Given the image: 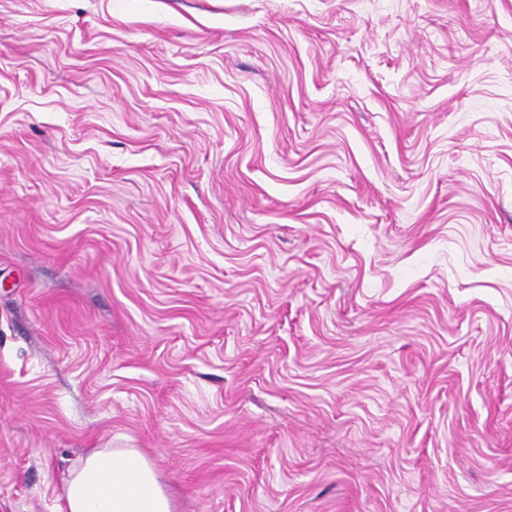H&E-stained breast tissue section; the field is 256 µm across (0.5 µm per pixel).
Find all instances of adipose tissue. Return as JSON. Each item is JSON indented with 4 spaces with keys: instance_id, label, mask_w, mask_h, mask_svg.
<instances>
[{
    "instance_id": "ef3b65f1",
    "label": "adipose tissue",
    "mask_w": 512,
    "mask_h": 512,
    "mask_svg": "<svg viewBox=\"0 0 512 512\" xmlns=\"http://www.w3.org/2000/svg\"><path fill=\"white\" fill-rule=\"evenodd\" d=\"M59 512H173V504L142 453L96 448L69 470Z\"/></svg>"
}]
</instances>
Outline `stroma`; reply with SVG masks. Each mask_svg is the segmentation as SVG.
I'll return each mask as SVG.
<instances>
[{
    "mask_svg": "<svg viewBox=\"0 0 512 512\" xmlns=\"http://www.w3.org/2000/svg\"><path fill=\"white\" fill-rule=\"evenodd\" d=\"M107 446L512 512V0H0V512Z\"/></svg>",
    "mask_w": 512,
    "mask_h": 512,
    "instance_id": "35a3bbf8",
    "label": "stroma"
}]
</instances>
